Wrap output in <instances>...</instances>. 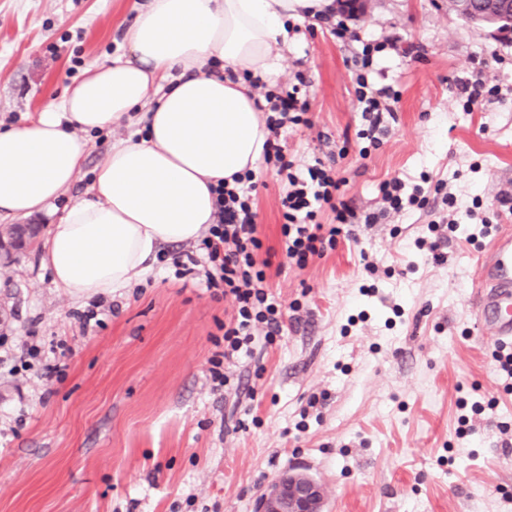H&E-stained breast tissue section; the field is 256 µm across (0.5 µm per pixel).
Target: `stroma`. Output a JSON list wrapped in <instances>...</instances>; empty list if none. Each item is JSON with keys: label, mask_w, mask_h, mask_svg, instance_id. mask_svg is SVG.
Listing matches in <instances>:
<instances>
[{"label": "stroma", "mask_w": 512, "mask_h": 512, "mask_svg": "<svg viewBox=\"0 0 512 512\" xmlns=\"http://www.w3.org/2000/svg\"><path fill=\"white\" fill-rule=\"evenodd\" d=\"M142 2L0 0V128L36 119L90 64L121 54ZM365 5L349 22L357 42L296 20L279 77L303 76L313 121L288 130L290 154L304 169L346 148L338 175L356 219L304 268L270 256L283 332L235 361L226 386L213 388L209 360L235 307L198 273L176 276L171 257L191 243L161 245L146 281L105 295L115 311L90 334L77 315L91 295L55 288L42 246L0 262V512H256L287 470L322 484L325 512H512V387L493 344L475 343L469 309L491 240L452 241L439 261L415 246L445 218L512 225L499 203L512 193V33L469 24L448 0ZM387 40L396 50L374 54L364 74L400 101L374 148L356 136L353 59ZM477 60L500 93L469 111L454 81ZM135 132L80 133L76 183L31 223H57L88 198L113 142ZM394 177L430 185L426 202L380 215L378 186ZM254 181L259 236L278 245L288 185L262 162ZM53 339L69 345L55 356L58 382L17 358Z\"/></svg>", "instance_id": "stroma-1"}]
</instances>
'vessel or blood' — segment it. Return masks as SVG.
<instances>
[{"label":"vessel or blood","mask_w":512,"mask_h":512,"mask_svg":"<svg viewBox=\"0 0 512 512\" xmlns=\"http://www.w3.org/2000/svg\"><path fill=\"white\" fill-rule=\"evenodd\" d=\"M478 322L494 342L512 341V226L500 225L490 258L480 266L470 297Z\"/></svg>","instance_id":"vessel-or-blood-1"}]
</instances>
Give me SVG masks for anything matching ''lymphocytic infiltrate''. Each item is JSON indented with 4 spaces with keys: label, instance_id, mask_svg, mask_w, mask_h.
Wrapping results in <instances>:
<instances>
[{
    "label": "lymphocytic infiltrate",
    "instance_id": "lymphocytic-infiltrate-1",
    "mask_svg": "<svg viewBox=\"0 0 512 512\" xmlns=\"http://www.w3.org/2000/svg\"><path fill=\"white\" fill-rule=\"evenodd\" d=\"M356 97L363 122L358 138L381 145L388 133L386 118L394 114L399 101L398 92L388 86H369L361 77L357 80ZM263 98L270 132L264 162L275 166L288 181V192L282 200L281 249L289 263L300 266L309 257L323 255L354 213L340 192L342 180L333 167L319 161L307 170H299L281 143L282 129L311 123L309 102L298 86L276 92L265 90ZM253 190V185L242 180L231 187H217L216 222L198 246L207 261V289L214 298H231L235 306L234 317L224 326V353L211 361V378L221 385L228 380L221 371L223 363L253 356L256 341L270 344L283 332L282 312L268 291L265 270L256 261L263 243L256 223ZM326 209L335 218L334 224L328 226L316 220L318 212Z\"/></svg>",
    "mask_w": 512,
    "mask_h": 512
}]
</instances>
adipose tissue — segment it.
Returning <instances> with one entry per match:
<instances>
[{
  "label": "adipose tissue",
  "instance_id": "1",
  "mask_svg": "<svg viewBox=\"0 0 512 512\" xmlns=\"http://www.w3.org/2000/svg\"><path fill=\"white\" fill-rule=\"evenodd\" d=\"M332 0H149L124 51L89 65L62 100L0 131V216L50 208L78 178L74 128L99 131L142 112L140 137L113 144L90 198L51 225L43 264L67 293L110 294L143 280L164 243L198 239L214 188L256 173L269 135L248 84L275 81L289 24Z\"/></svg>",
  "mask_w": 512,
  "mask_h": 512
}]
</instances>
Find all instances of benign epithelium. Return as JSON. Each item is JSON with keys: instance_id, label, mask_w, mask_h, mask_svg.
<instances>
[{"instance_id": "benign-epithelium-1", "label": "benign epithelium", "mask_w": 512, "mask_h": 512, "mask_svg": "<svg viewBox=\"0 0 512 512\" xmlns=\"http://www.w3.org/2000/svg\"><path fill=\"white\" fill-rule=\"evenodd\" d=\"M451 6L467 12L477 22L485 4L474 5L472 0H453ZM40 225L14 226L8 243L0 242V249L9 246L15 250L33 248L39 240ZM260 512H324V493L321 484L301 471H288L273 481L260 499Z\"/></svg>"}]
</instances>
